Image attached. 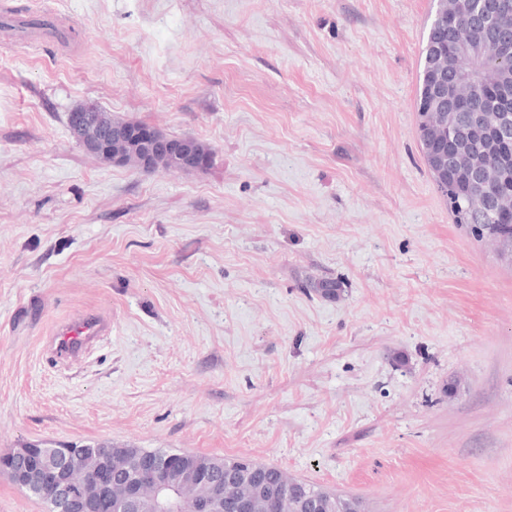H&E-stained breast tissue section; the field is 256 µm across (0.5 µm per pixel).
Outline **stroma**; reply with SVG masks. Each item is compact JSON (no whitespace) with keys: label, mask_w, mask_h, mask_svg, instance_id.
Masks as SVG:
<instances>
[{"label":"stroma","mask_w":512,"mask_h":512,"mask_svg":"<svg viewBox=\"0 0 512 512\" xmlns=\"http://www.w3.org/2000/svg\"><path fill=\"white\" fill-rule=\"evenodd\" d=\"M10 7L70 36H0V451L243 456L363 512H512V253L452 222L420 149L434 0ZM84 105L212 161L90 154ZM85 309L111 335L54 363ZM111 331L112 318L108 314L93 310L78 312L55 325L44 348L56 363H77Z\"/></svg>","instance_id":"35a3bbf8"}]
</instances>
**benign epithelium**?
I'll return each instance as SVG.
<instances>
[{
  "label": "benign epithelium",
  "mask_w": 512,
  "mask_h": 512,
  "mask_svg": "<svg viewBox=\"0 0 512 512\" xmlns=\"http://www.w3.org/2000/svg\"><path fill=\"white\" fill-rule=\"evenodd\" d=\"M512 46V39L498 30H487L479 39L455 45L454 79L448 82L443 68L432 73L426 96L418 102L425 112L418 130L423 149L441 180L458 169H468L472 200L479 208L495 210L499 196L512 191V168L502 166L491 171L472 157L448 152L443 131L454 123V113H470L468 134L493 146L508 140L504 127L494 121L491 112L512 104V78L498 74H478L473 63L502 54ZM481 85L484 91L469 94L467 86ZM71 137L87 152L114 164L133 163L149 171L160 162L175 170H201L210 160L197 142L164 134L149 124L122 127L106 122L99 109L85 106L71 112ZM81 462L85 480L74 484L69 478L71 467ZM184 455L164 457L149 455L133 467L118 448H10L0 454V471L9 475L14 485L29 493L49 496L54 512H98L101 503L112 504L113 512H178L186 499L198 489L207 490L216 478L225 484L249 481L265 485L262 474L253 469L245 473L230 472L186 478ZM127 472L129 478L116 488L113 472ZM194 512H254V502L245 496L222 497L204 493L196 498Z\"/></svg>",
  "instance_id": "obj_1"
}]
</instances>
